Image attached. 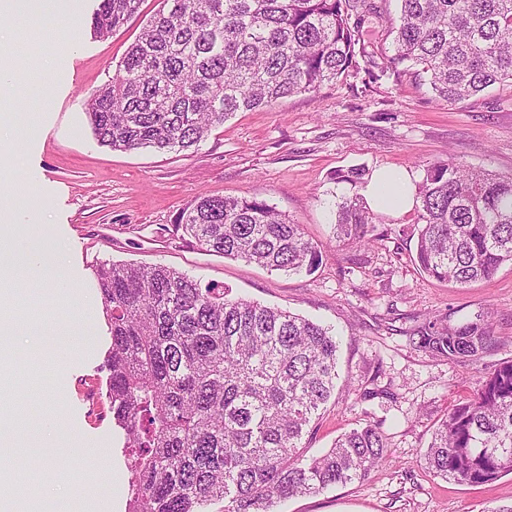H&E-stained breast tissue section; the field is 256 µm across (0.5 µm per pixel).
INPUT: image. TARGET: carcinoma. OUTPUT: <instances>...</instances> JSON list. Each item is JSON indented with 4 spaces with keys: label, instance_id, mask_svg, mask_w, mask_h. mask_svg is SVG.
<instances>
[{
    "label": "carcinoma",
    "instance_id": "cac0c4a2",
    "mask_svg": "<svg viewBox=\"0 0 512 512\" xmlns=\"http://www.w3.org/2000/svg\"><path fill=\"white\" fill-rule=\"evenodd\" d=\"M141 0H99L104 37ZM393 54L375 45L374 0H160L87 115L113 150L187 151L234 114L312 93L358 67L406 62L453 104L512 82V0H400ZM416 262L466 285L512 263V174L430 164L415 193ZM379 215L357 196L336 203V238L366 246ZM175 230L204 250L269 270L310 273L318 245L263 201L204 195ZM110 326L107 402L129 457L128 512H276L279 503L363 480L392 463L382 421L333 442H303L336 391L339 340L286 309L230 295L165 265L96 270ZM418 349L478 360L495 339L485 316L413 329ZM434 474L464 483L512 474V360L454 406L424 454Z\"/></svg>",
    "mask_w": 512,
    "mask_h": 512
}]
</instances>
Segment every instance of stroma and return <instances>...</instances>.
I'll use <instances>...</instances> for the list:
<instances>
[{
  "mask_svg": "<svg viewBox=\"0 0 512 512\" xmlns=\"http://www.w3.org/2000/svg\"><path fill=\"white\" fill-rule=\"evenodd\" d=\"M96 0H73L74 23L29 57L54 54V68L20 67L14 101L0 108L20 122L42 126L27 158L0 155V180L19 186L7 203L18 220L13 249L63 256L67 277L55 296L29 285L11 309L38 304L59 325L95 338L85 352L58 344L54 357L35 360L18 340L11 372L0 377V412L25 408L19 433L30 455L45 444L57 452L64 476L45 479L61 512H126L127 461L111 418L90 406L89 388L105 386L101 369L109 344L95 271L106 262L162 264L229 288L232 295L302 314L341 336L336 397L306 437L326 448L342 433L377 419L392 462L361 482L319 496L289 499L280 512H495L512 503V474L481 485L435 476L419 459L437 424L473 397L487 372L512 360V264L488 281L466 286L437 282L416 266L415 213L383 215V240L357 247L335 239V204L348 186L337 171L381 167L423 180L431 163L456 157L496 174H512V83L448 104L398 66L365 68L310 94L271 108L236 113L190 151L100 146L86 114L90 93L112 77L117 62L159 8L142 0L137 13L109 37L89 22ZM255 198L302 225L318 242L321 262L310 273L271 272L203 250L177 235L178 214L200 195ZM491 315L495 349L479 361L458 363L416 350L407 333L429 317L460 324Z\"/></svg>",
  "mask_w": 512,
  "mask_h": 512,
  "instance_id": "1",
  "label": "stroma"
}]
</instances>
